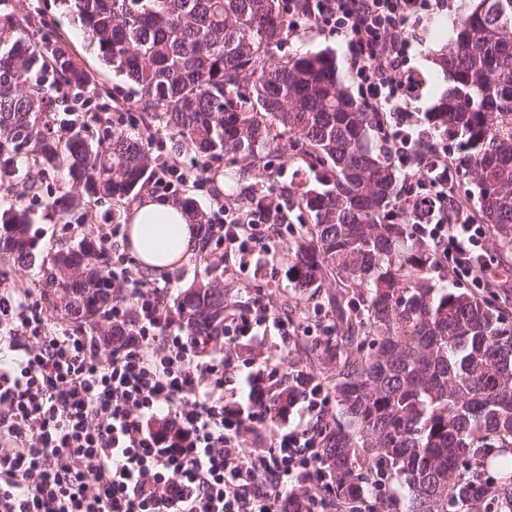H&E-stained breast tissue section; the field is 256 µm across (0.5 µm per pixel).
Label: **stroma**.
Segmentation results:
<instances>
[{"instance_id":"35a3bbf8","label":"stroma","mask_w":512,"mask_h":512,"mask_svg":"<svg viewBox=\"0 0 512 512\" xmlns=\"http://www.w3.org/2000/svg\"><path fill=\"white\" fill-rule=\"evenodd\" d=\"M43 8L46 25L41 36H64L73 59L78 66L94 72L98 81L112 89L113 116L122 118L125 126L138 128L142 125L140 112L134 107L128 85L99 63L88 49L82 32L56 7L54 0H12L18 16H25L33 4ZM466 7L464 0H448L447 10L424 16L416 27L410 49L409 65L417 78L416 87L410 92L408 109L414 121H423L436 101L450 87L451 82L435 64L434 57L444 49L452 34L457 14ZM308 49H328L336 58L338 75L348 90H355L348 51L342 39L305 25L289 33L279 47L271 50L273 60L286 59L289 55ZM292 149L287 139H280L265 180L255 178L244 162L234 154H226L221 161L212 163L207 180L195 182L190 192L202 209H209L215 196L230 197L232 202L249 206L253 193L272 195L276 204L286 214L288 221L281 225L268 251L256 254L248 261H240L231 255L224 259L223 276L219 283L229 299V316L244 312L254 294H261L272 313L288 318L291 333L278 335L271 331L243 339L237 347L224 348V391L234 395L236 401L246 402L247 379L251 373L265 365L280 369L283 384H291L297 371L312 374L322 384H329L336 371L335 363H320L312 358V348H325L336 338L334 320L326 305L324 293L309 296L296 291L288 280V268L295 260L294 243L303 224L309 223L306 212L293 203L294 192L300 191L302 178L300 165L291 161ZM117 206L108 199L88 202L70 208L53 220H46L41 208H34L32 220L40 232L43 251H51L65 241L83 234H98Z\"/></svg>"}]
</instances>
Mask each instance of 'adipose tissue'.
<instances>
[{
	"label": "adipose tissue",
	"mask_w": 512,
	"mask_h": 512,
	"mask_svg": "<svg viewBox=\"0 0 512 512\" xmlns=\"http://www.w3.org/2000/svg\"><path fill=\"white\" fill-rule=\"evenodd\" d=\"M125 247L140 267L161 275L197 245V228L179 201L142 196L126 214Z\"/></svg>",
	"instance_id": "1"
}]
</instances>
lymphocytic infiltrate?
Listing matches in <instances>:
<instances>
[{
	"mask_svg": "<svg viewBox=\"0 0 512 512\" xmlns=\"http://www.w3.org/2000/svg\"><path fill=\"white\" fill-rule=\"evenodd\" d=\"M448 0H288L290 30L314 23L341 37L359 100L375 112L383 145L403 173L412 229L440 263L480 289L497 281L489 228L456 201L447 143L413 123L405 99L416 77L407 62L408 28ZM212 241L248 259L268 250L281 209L218 201ZM112 319L125 334L109 357L100 337L50 328L28 289L0 290V323L15 357L0 365V512H279L301 483H322L321 427L272 430V447L245 448L260 434L271 397L249 380L251 410L224 400V361L197 362L188 338L173 333L167 289L112 258ZM287 335L261 296L224 327L235 344L256 329ZM168 417L181 439L169 445L150 420Z\"/></svg>",
	"mask_w": 512,
	"mask_h": 512,
	"instance_id": "1",
	"label": "lymphocytic infiltrate"
}]
</instances>
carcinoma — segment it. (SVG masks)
<instances>
[{
	"instance_id": "carcinoma-1",
	"label": "carcinoma",
	"mask_w": 512,
	"mask_h": 512,
	"mask_svg": "<svg viewBox=\"0 0 512 512\" xmlns=\"http://www.w3.org/2000/svg\"><path fill=\"white\" fill-rule=\"evenodd\" d=\"M135 103L179 137L201 166L233 152L260 178L288 136L312 176L295 205L314 223L296 246L290 280L335 289L339 418L324 428L329 492L358 509L391 484L398 512H512V321L465 288H433L428 245L395 210L398 175L373 145L374 113L349 94L327 49L271 62L288 36L285 0H55ZM33 13L0 0V257L41 253L30 210L55 215L82 196L127 199L150 180L152 133L112 124L94 76L66 45L35 38ZM439 67L452 85L427 113L429 131L462 150L474 218L512 244V0H472ZM104 128L94 138L93 129ZM63 174L62 191L43 189ZM181 203L209 243L197 200ZM51 309L93 326L112 311V258L83 237L42 257ZM224 289L199 280L176 314L201 348L219 343ZM293 389L267 404L270 418Z\"/></svg>"
}]
</instances>
